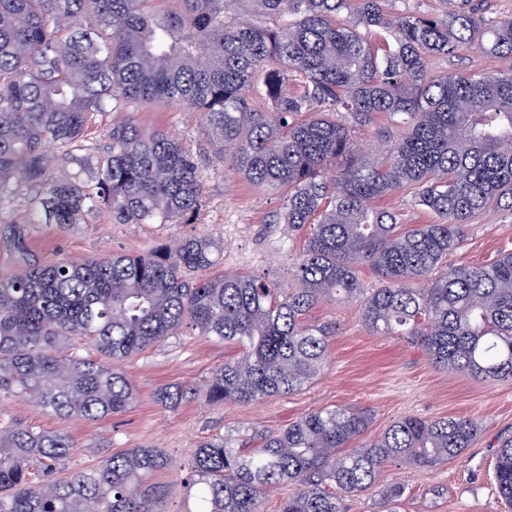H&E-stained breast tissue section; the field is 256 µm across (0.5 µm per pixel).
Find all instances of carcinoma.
Listing matches in <instances>:
<instances>
[{
    "instance_id": "carcinoma-1",
    "label": "carcinoma",
    "mask_w": 512,
    "mask_h": 512,
    "mask_svg": "<svg viewBox=\"0 0 512 512\" xmlns=\"http://www.w3.org/2000/svg\"><path fill=\"white\" fill-rule=\"evenodd\" d=\"M0 0V218L27 203V224H194L204 186L193 156L142 127L163 102L204 116L213 154L252 184L283 192L279 222L309 227L284 292L252 275L208 274L213 241L187 237L144 253L82 263L27 259L0 280V399L22 395L56 417L124 413L137 391L123 363L189 328L237 349L210 376L212 404L250 403L309 386L323 371L330 328L304 323L322 302L354 300L369 268L382 286L362 304L374 336H405L431 364L512 381V252L487 265L448 263L483 210L512 212V69L434 73L430 60L466 47L512 57V18L478 17L456 0L442 17L391 12L396 0ZM383 33L379 42L369 38ZM268 100L255 104L252 93ZM124 112L104 151L88 144L94 115ZM345 113L365 126L389 117L399 136L386 162L360 157ZM79 173H62L69 164ZM415 189L437 224L406 225L375 202ZM85 337L95 355L66 354ZM180 387L156 399L174 408ZM369 409L312 411L277 432L202 442L187 488L201 512H343L373 490L397 512L398 462L429 471L459 457L480 431L465 416H406L371 437ZM75 445L65 434L0 423V512H161L170 487L161 448H129L89 472L55 478ZM494 481L512 512V434L499 438Z\"/></svg>"
}]
</instances>
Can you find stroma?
Instances as JSON below:
<instances>
[{
    "mask_svg": "<svg viewBox=\"0 0 512 512\" xmlns=\"http://www.w3.org/2000/svg\"><path fill=\"white\" fill-rule=\"evenodd\" d=\"M431 68L437 73H496L511 69L512 59L464 48L433 58ZM136 117L145 128L163 131L192 150L205 145L200 113L157 103L142 108ZM354 135L360 151L380 161L397 130L380 116L370 125L356 127ZM201 174L205 199L196 223L119 224L105 214L86 224H29L25 227L29 248L43 263L79 262L143 252L190 236L210 237L220 246V270L291 287L290 270L307 233L290 236L277 224L287 204L285 195L250 184L213 158L202 161ZM506 249H512V215L488 209L465 228L461 246L449 261L484 265ZM305 321L332 325L335 334L324 372L292 394L249 404L209 403L205 385L233 351L223 343L183 333L126 362L124 369L138 397L121 415L101 421L61 420L38 411L29 398L13 396L0 400V422L23 421L68 435L75 448L71 460L57 467L60 479L98 466L107 454L129 448L163 449L171 467L158 471L155 480L172 485L173 490L162 503V512H198L197 500L183 484L184 466L199 443L213 435L277 430L306 413L343 405L371 408L374 435L405 416H466L478 422L480 432L460 457L426 472L389 464L380 480L405 484L398 512H502L493 471L498 438L512 433V382H482L437 368L410 340L371 335L362 323L357 300L319 304ZM163 385L186 386L193 394L179 408L168 409L154 399L155 390Z\"/></svg>",
    "mask_w": 512,
    "mask_h": 512,
    "instance_id": "35a3bbf8",
    "label": "stroma"
}]
</instances>
